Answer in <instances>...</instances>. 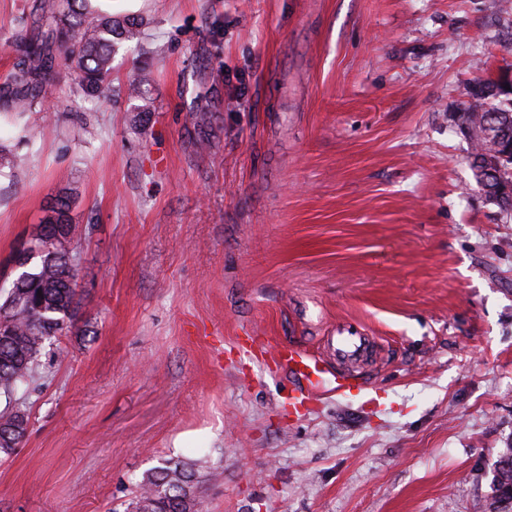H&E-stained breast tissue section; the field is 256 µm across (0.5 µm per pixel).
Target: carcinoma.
Returning <instances> with one entry per match:
<instances>
[{"instance_id":"cac0c4a2","label":"carcinoma","mask_w":512,"mask_h":512,"mask_svg":"<svg viewBox=\"0 0 512 512\" xmlns=\"http://www.w3.org/2000/svg\"><path fill=\"white\" fill-rule=\"evenodd\" d=\"M92 0H34L32 32L16 44L18 55L10 83L0 88V101L15 119L44 107L60 64L74 68L78 86L87 94L110 90L112 53L119 41H132L139 34L135 18L115 19L91 5ZM508 77L487 79L471 91L473 103L464 108L462 123L480 127L495 125L500 135L470 137V167L476 182L483 178L482 163L491 153H503L512 144V89L505 90ZM23 157L0 144V171H14ZM69 196H59L33 239L53 234L55 225L71 224ZM38 263H32V260ZM76 265L74 256L65 259L48 252L28 255L24 270L12 282L0 312L10 320L0 334V393L8 398L27 390L34 365L46 347L76 318L74 306ZM26 427L11 430L0 426V453L8 454L22 441ZM508 458L509 466L494 469L490 483L494 502L512 500V447L505 448L497 464ZM139 493L130 503L131 512H195L197 494L186 465L165 460L137 484Z\"/></svg>"}]
</instances>
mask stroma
I'll return each instance as SVG.
<instances>
[{
  "label": "stroma",
  "mask_w": 512,
  "mask_h": 512,
  "mask_svg": "<svg viewBox=\"0 0 512 512\" xmlns=\"http://www.w3.org/2000/svg\"><path fill=\"white\" fill-rule=\"evenodd\" d=\"M33 0H0V83ZM504 0H103L143 16L112 93L61 70L0 134V288L72 198L74 325L0 453V512H119L204 459L199 512H493L512 445V210L459 114L512 75ZM142 95L129 97L130 83ZM377 337L372 388L304 416L240 344ZM12 410H6L0 415V453L9 454L13 451L22 441L26 434V420L24 419L20 431L11 430L8 427H1V421L8 419L12 415ZM508 458V468H501L499 469V465L502 464L504 458ZM501 488H504L503 490V496L504 499L501 500V502H511L512 500V446L510 448H503L500 458L497 461V464L494 469V474L490 483V489L493 494L494 502L491 504L494 505L495 503H500L499 499V492ZM510 492V493H509Z\"/></svg>",
  "instance_id": "1"
}]
</instances>
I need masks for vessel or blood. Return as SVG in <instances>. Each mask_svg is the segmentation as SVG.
<instances>
[{
  "label": "vessel or blood",
  "instance_id": "obj_1",
  "mask_svg": "<svg viewBox=\"0 0 512 512\" xmlns=\"http://www.w3.org/2000/svg\"><path fill=\"white\" fill-rule=\"evenodd\" d=\"M328 349L336 359L335 364H328L326 360L292 343L268 348V366L287 372L295 383L288 397L289 409L307 414L323 395L334 393L350 396L367 392L368 383L361 377L358 366L368 353V337L351 332L336 337Z\"/></svg>",
  "mask_w": 512,
  "mask_h": 512
}]
</instances>
